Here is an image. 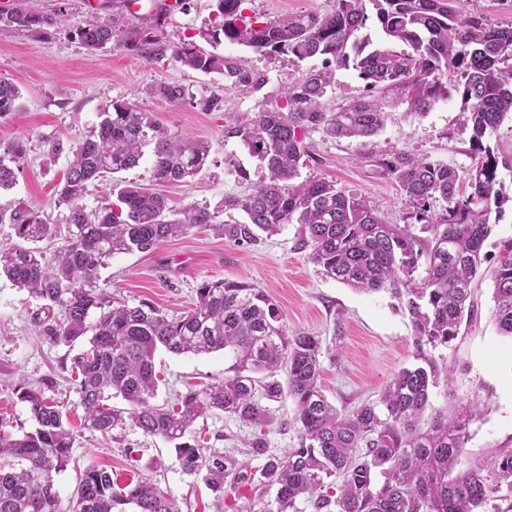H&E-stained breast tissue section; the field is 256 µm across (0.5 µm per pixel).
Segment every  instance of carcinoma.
Instances as JSON below:
<instances>
[{
    "mask_svg": "<svg viewBox=\"0 0 512 512\" xmlns=\"http://www.w3.org/2000/svg\"><path fill=\"white\" fill-rule=\"evenodd\" d=\"M35 2L13 0L0 11V25L51 36L52 28L66 22L67 6L45 14ZM214 2V17L177 43L156 29L171 11L189 12L192 0H174L125 29L87 22L75 35L90 52L112 44L254 91L263 86V76L222 52L198 49L195 38L216 47L228 42L288 54L298 62L330 56L358 72L365 93L326 110L322 100L333 71L325 66L285 87L280 102L261 103L246 117L226 116L224 137L238 140L259 161L265 181L213 208L192 205L176 213L161 188L184 183L207 167L210 143L171 132L129 102H112L99 124L69 148L72 160L58 193V206L66 209V238L50 262L38 243L56 237L58 224L23 201L0 206V224L10 225L14 236L0 241V275L45 301V318H35V324L48 322L47 335L65 343L88 337L71 365L82 427L104 435L127 417L145 435L175 443L182 470L203 475L216 495V512H223L224 493L251 483L252 467L231 452L207 456L180 439L197 419L214 412L260 429L270 419L262 401L286 395L294 402L288 427L296 431L297 447L272 455L265 438L254 436L248 455L264 458L258 481L276 493L242 512H300V500L312 512H512V448L466 459L474 405L437 416L425 431L418 427L440 375L448 384L453 380L451 368L439 365L432 351L448 347L463 322L476 315L475 283L487 260L483 248L494 230L491 215L512 202L498 178L499 166L509 168L512 160H500L484 146L486 136L512 115V26L486 25L466 14L461 0H333L325 15L273 19L251 10L250 0ZM372 15L386 38L405 49L365 51L356 34ZM452 91L460 95L472 150L479 154L467 173V194H459L460 175L448 165L403 153L380 162L430 237L414 234L409 224L388 222L368 201L321 176L293 183L310 157L307 133L368 138L384 125L387 95L420 115ZM153 93L203 112L224 105L215 94L198 99L178 83L160 84ZM19 99L18 87L0 79V120L18 110ZM150 145L155 187L119 183L115 201L88 210L89 187L139 166ZM26 154L23 139H0V192L13 188ZM437 201L444 206L434 211ZM295 223L301 246L311 248L310 259L323 275L365 293L391 291L405 300L414 327L419 364L400 369L377 400L350 412L337 410L322 392L320 337L288 336L278 305L261 289L205 281L196 289L195 307L169 317L146 304L116 306L99 286L100 269L113 255L152 251L192 228L209 227L236 245H250ZM497 247L492 318L499 333L512 338V236L500 238ZM160 347L175 355L222 351L233 360L231 375L200 391L187 390L172 407L154 404ZM281 371L284 383L277 379ZM15 393L28 405L35 427L20 436L0 427V512H176L170 497L150 482L117 489L112 475L97 466L81 472L63 507L56 477L70 461L74 432L41 388L22 384ZM114 397L129 405L127 411L112 407Z\"/></svg>",
    "mask_w": 512,
    "mask_h": 512,
    "instance_id": "1",
    "label": "carcinoma"
}]
</instances>
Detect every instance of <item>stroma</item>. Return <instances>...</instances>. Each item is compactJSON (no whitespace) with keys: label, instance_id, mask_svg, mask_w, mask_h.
<instances>
[{"label":"stroma","instance_id":"obj_1","mask_svg":"<svg viewBox=\"0 0 512 512\" xmlns=\"http://www.w3.org/2000/svg\"><path fill=\"white\" fill-rule=\"evenodd\" d=\"M165 2L139 0L130 9L126 0H98L97 9L91 10L85 0H67V22L51 39L0 30V78L15 83L21 92L18 111L0 120V137H19L27 144L16 183L0 195V205L21 200L52 219H62L58 184L71 156L65 152L48 158L49 145L58 139L75 145L116 100L152 113L171 131L210 142L213 164L188 183L164 187L170 206L214 205L261 184L264 172L256 159L237 140L225 139L224 115L249 114L260 102L277 100L288 83L307 70L320 69L321 58L299 63L289 55L267 57L237 44H221L225 56L264 76V86L251 91L225 87L219 75L184 69L167 59L149 61L111 46L90 52L75 36L76 27L88 21H112L120 27L137 23ZM173 82L197 96L223 97V111L202 112L154 95L156 86ZM385 111L383 128L367 139L334 140L318 131L308 133L305 142L313 159L300 175L335 181L370 200L391 223H407L417 231L421 225L411 222L412 207L380 160L403 152L467 174L475 161L470 126L454 96L436 102L420 117L409 115L407 104L395 101ZM480 274L477 318L450 347L434 353L439 363L451 367L453 382L432 390L422 416L427 424L458 404L476 403L467 443L474 459L512 446V339L496 330L490 273L484 268ZM216 279L263 290L279 306L288 335L320 336V383L337 409L350 411L376 400L394 373L416 362L414 331L403 303L390 292L362 293L322 275L310 260L309 248L301 246L295 224L283 225L258 244L240 246L211 230L194 228L154 251L114 255L100 271V285L114 299L132 306L146 303L170 316L193 307L198 286ZM42 305L41 299L0 278V421L17 435L33 429L27 405L13 392L22 381L41 386L46 397L62 402L77 434L71 460L57 477L62 501L71 498L81 471L96 465L121 484L149 480L174 500L178 512H211L212 492L201 476L182 471L172 443L144 435L130 423L105 436L82 429L83 410L71 382V361L79 347L56 341L35 327ZM230 364L220 351L175 355L158 350L156 404L174 402L188 386L201 388L223 380ZM269 409L273 421L264 429L266 446L279 455L298 443L286 424L294 405L286 397L270 403ZM254 434V429L219 413L198 419L184 441L211 453H240Z\"/></svg>","mask_w":512,"mask_h":512}]
</instances>
